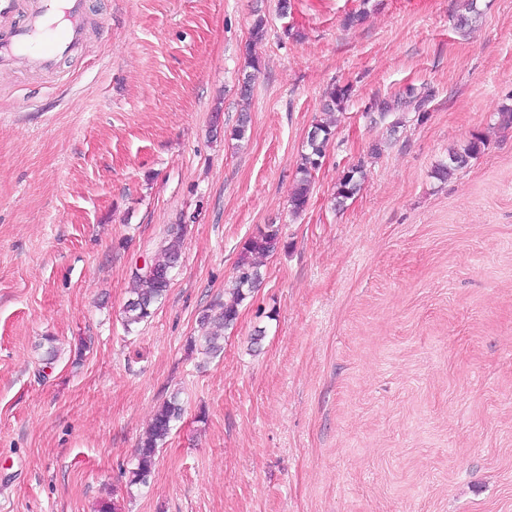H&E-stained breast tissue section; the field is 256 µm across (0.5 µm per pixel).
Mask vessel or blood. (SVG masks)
Here are the masks:
<instances>
[{"label":"vessel or blood","mask_w":512,"mask_h":512,"mask_svg":"<svg viewBox=\"0 0 512 512\" xmlns=\"http://www.w3.org/2000/svg\"><path fill=\"white\" fill-rule=\"evenodd\" d=\"M23 24L0 28V65L26 59L37 71H55L82 43L84 0H28Z\"/></svg>","instance_id":"obj_1"}]
</instances>
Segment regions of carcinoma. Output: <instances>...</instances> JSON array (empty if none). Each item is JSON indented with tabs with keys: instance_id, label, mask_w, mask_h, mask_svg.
I'll list each match as a JSON object with an SVG mask.
<instances>
[{
	"instance_id": "1",
	"label": "carcinoma",
	"mask_w": 512,
	"mask_h": 512,
	"mask_svg": "<svg viewBox=\"0 0 512 512\" xmlns=\"http://www.w3.org/2000/svg\"><path fill=\"white\" fill-rule=\"evenodd\" d=\"M350 95L351 89L347 86L333 88L324 105V114L328 119L317 122L308 135L307 150L297 166L295 184L289 196L290 210L294 215L302 213L309 204L314 172L321 166L327 146L334 136L335 113L343 109ZM431 99V92L417 95L414 88L409 87L405 96L397 98L394 103L376 99L368 106V110L383 117L398 107L413 104L418 112V118L423 119L426 116L425 106ZM484 146V139L476 137L463 150L449 153L448 163L439 165L436 175L441 179L448 178L454 171L464 167L468 159L479 154ZM362 176L363 170L360 166L353 167L343 174L336 191L338 203H343L357 192ZM184 231L185 225H176V230L172 231V238L146 259L145 267H137L133 271L132 287L123 310V324L126 330H132L150 318L154 306L166 297L173 272L180 263ZM280 245L281 233L276 224L266 225L256 236L245 242L236 263V274L228 288L224 289V302L219 304L220 311L214 315L206 312L199 319L201 334L197 342L203 354L217 356L223 352L224 330L236 323L240 306L261 278L255 256L273 253ZM183 413V406L175 395L156 409L151 424L136 449V464L131 471L130 484H146L147 477L154 470L156 448L168 438L173 424L182 418Z\"/></svg>"
}]
</instances>
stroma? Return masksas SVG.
Listing matches in <instances>:
<instances>
[{
	"label": "stroma",
	"instance_id": "obj_1",
	"mask_svg": "<svg viewBox=\"0 0 512 512\" xmlns=\"http://www.w3.org/2000/svg\"><path fill=\"white\" fill-rule=\"evenodd\" d=\"M476 7L461 31V0H86L55 72L0 67V512H512V0ZM409 87L432 90L426 118L368 113ZM174 224L181 267L126 332L132 271ZM268 224L282 243L203 359L199 318ZM175 393L150 483L130 484ZM350 95L351 89L348 86L333 88L323 108L329 119L317 122L308 135L307 150L297 166L295 184L289 196L290 210L294 215L302 213L309 204L314 172L321 166L327 146L334 136L335 113L343 109ZM485 147L484 139L475 137L462 151H452L449 153V161L437 167L435 173L440 179H447L454 171L464 167L469 158L479 154ZM362 176L363 170L361 165L352 167L343 174L336 191V199L339 204H343L345 199H349L357 192ZM183 413L184 409L177 395H173L156 409L151 424L136 449V464L130 471V484H147L146 479L154 470L156 448L168 438L173 424L182 418Z\"/></svg>",
	"mask_w": 512,
	"mask_h": 512
}]
</instances>
